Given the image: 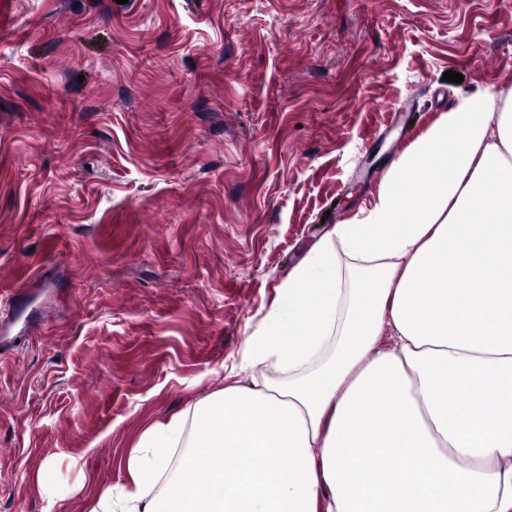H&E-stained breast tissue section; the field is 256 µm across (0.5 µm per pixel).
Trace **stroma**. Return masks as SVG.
<instances>
[{
    "mask_svg": "<svg viewBox=\"0 0 512 512\" xmlns=\"http://www.w3.org/2000/svg\"><path fill=\"white\" fill-rule=\"evenodd\" d=\"M491 84L512 0H0V310L28 283L36 318L0 342V512H89L150 426L279 381L240 368L279 288Z\"/></svg>",
    "mask_w": 512,
    "mask_h": 512,
    "instance_id": "1",
    "label": "stroma"
}]
</instances>
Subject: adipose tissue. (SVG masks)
I'll return each mask as SVG.
<instances>
[{
	"label": "adipose tissue",
	"instance_id": "1",
	"mask_svg": "<svg viewBox=\"0 0 512 512\" xmlns=\"http://www.w3.org/2000/svg\"><path fill=\"white\" fill-rule=\"evenodd\" d=\"M236 383L91 512H512V88L461 97L303 256Z\"/></svg>",
	"mask_w": 512,
	"mask_h": 512
}]
</instances>
